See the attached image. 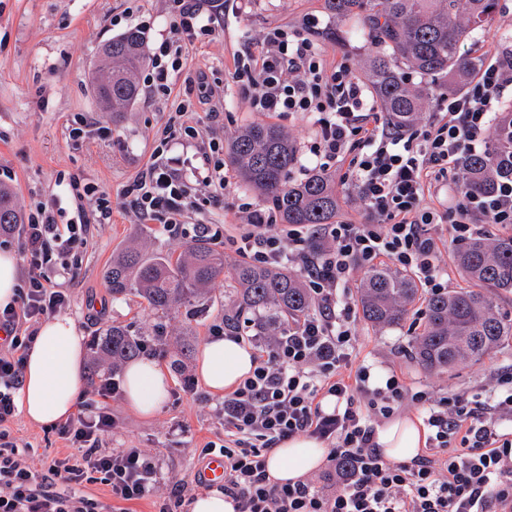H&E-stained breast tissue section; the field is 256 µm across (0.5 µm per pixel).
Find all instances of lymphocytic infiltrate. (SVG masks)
I'll return each instance as SVG.
<instances>
[{"label": "lymphocytic infiltrate", "mask_w": 512, "mask_h": 512, "mask_svg": "<svg viewBox=\"0 0 512 512\" xmlns=\"http://www.w3.org/2000/svg\"><path fill=\"white\" fill-rule=\"evenodd\" d=\"M171 14L169 37L149 50L151 79L163 91L186 64L182 45L212 35L224 20L209 0H171ZM235 78L254 111L314 118L313 155L325 170L347 162L342 179L357 189L371 221L323 225L332 245L312 257L310 229H280L271 212L259 208L242 218L239 252L272 266L302 261L315 308L281 336L248 337L255 368L224 397V443L200 450L204 457L223 456L224 495L234 512H512V369L498 375L482 401L462 394L436 398L395 375L373 386L364 366L351 381L341 373L353 336L347 296L353 269L383 257L411 273L425 292L440 293L448 282L429 225H447L457 242L477 233L478 220L512 223V180L486 200L469 197L444 210L423 203L465 153L487 147L499 104L512 93V54L502 53L465 90L449 94L426 122L400 130L379 123L367 85L347 66L327 64L307 34L268 31L261 54L239 57ZM200 132L194 110L180 104L157 148L166 161L150 164L123 191L131 209L172 234L181 233L184 214L198 210V188L221 192L230 184L218 143L209 142L199 167L174 156ZM111 220L104 196L94 217L60 224L39 208L20 229L28 275L16 304L0 309V512H102L98 501L77 494V485L102 478L113 500L128 503L149 496L162 480L158 455L103 450L112 417L102 408L86 406L59 425L76 453L51 459L41 473L26 465L8 427L36 341L28 326L68 306L56 278L69 271L74 244L86 241L94 224ZM406 402L422 414L427 448L416 459L393 462L375 448L373 423ZM296 435L326 444L335 482L271 481L270 452Z\"/></svg>", "instance_id": "1"}]
</instances>
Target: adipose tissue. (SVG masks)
Wrapping results in <instances>:
<instances>
[{
	"label": "adipose tissue",
	"instance_id": "obj_1",
	"mask_svg": "<svg viewBox=\"0 0 512 512\" xmlns=\"http://www.w3.org/2000/svg\"><path fill=\"white\" fill-rule=\"evenodd\" d=\"M254 368L253 352L243 343L224 337L206 341L200 350L197 375L213 394L234 390ZM83 337L66 316L44 323L30 350L18 403L33 423L50 425L76 412L85 379ZM167 373L150 360L130 362L124 371L123 397L143 417H151L168 398ZM374 441L385 457L412 460L426 442L419 419L397 416L377 426ZM326 456L323 443L304 435L282 441L269 456L273 481L299 480L320 468Z\"/></svg>",
	"mask_w": 512,
	"mask_h": 512
}]
</instances>
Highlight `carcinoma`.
Wrapping results in <instances>:
<instances>
[{
  "label": "carcinoma",
  "instance_id": "carcinoma-1",
  "mask_svg": "<svg viewBox=\"0 0 512 512\" xmlns=\"http://www.w3.org/2000/svg\"><path fill=\"white\" fill-rule=\"evenodd\" d=\"M325 10L340 21L353 20L377 46L367 64L368 80L388 124L402 129L416 123L427 95L411 85L400 65L424 75H451L458 83L471 76L476 61L460 53V45L477 28L491 22L500 0H324ZM143 34L131 29L104 44L95 81L100 107L124 112L135 101L138 71L145 65ZM228 160L239 180L256 192L282 224H333L338 199L333 176L319 170L300 182L290 173L297 147L280 129L265 122L246 127L227 145ZM464 193L489 196L512 179V104L501 112L489 147L463 156ZM24 223L12 190L0 184V235ZM455 262L466 286L429 296L405 275L373 266L363 275L360 306L363 319L377 328L398 327L410 309L422 302L424 327L415 336L411 356L425 370L442 374L476 363L512 340V316L499 300L512 293V234H478L459 244ZM224 273V253L195 239L183 251L147 253L136 246L119 251L104 277L112 297L135 294L147 302L158 321L155 334H133L112 325L93 338L95 358L112 370L148 346L164 342L163 319L178 307H200L209 301L210 283ZM235 313L224 315L234 327L244 314L256 317L259 336H277L288 318L309 312L312 298L301 276L257 263L234 266Z\"/></svg>",
  "mask_w": 512,
  "mask_h": 512
}]
</instances>
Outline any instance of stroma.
Here are the masks:
<instances>
[{
	"instance_id": "35a3bbf8",
	"label": "stroma",
	"mask_w": 512,
	"mask_h": 512,
	"mask_svg": "<svg viewBox=\"0 0 512 512\" xmlns=\"http://www.w3.org/2000/svg\"><path fill=\"white\" fill-rule=\"evenodd\" d=\"M501 4L495 19L475 30L463 48L484 65L512 47V0H501ZM146 19L153 22L146 41L167 35L169 0H0V182L14 189L24 212L43 206L60 224L76 220L78 213H92L96 207L95 196L76 195L75 185L95 186L111 196V223L96 226L86 244L76 245L72 255L78 266L60 280L70 296L63 313L75 321L88 342L113 324L145 335L152 332L154 315L147 303L132 295L113 299L104 272L113 254L135 240L146 241L153 251L177 254L183 249L185 236L169 234L154 222L140 223L120 196L155 160V149L177 104L192 99L203 117L204 135L227 142L261 118L241 96L231 75L239 54L262 51L269 30L314 28L324 59L348 66L361 78L376 51L355 24L334 21L324 10L323 0H226L223 29L183 46L187 65L175 75L170 91L154 92L144 86L127 111L116 115L102 111L93 89L98 52L108 40ZM339 27L347 39L338 43L329 33ZM201 72L211 94L198 88ZM85 117L111 128V137L94 132L71 137V128ZM270 120L297 146L293 180L305 178L317 166L309 151L315 138L310 116L286 112L271 115ZM259 202L253 191L237 182L223 197L207 198L184 222L234 224L241 211ZM220 249L224 273L211 286L207 309L194 316L183 309L173 314L165 325L167 347L148 355L171 379L168 399L155 415L142 417L127 407L122 396H99L92 381L84 383L83 401L106 408L112 415L104 449L137 448L160 455L163 484L154 494L128 503L129 512H159L163 507L168 512H188L190 501L201 490L197 478L206 464L200 447L210 441L224 442V419L218 413L223 399L195 380L198 353L212 338L214 328L223 325L224 313L235 300L233 265L239 256L232 239H225ZM422 324L416 309L402 326L394 328L380 329L357 320L351 368L369 367L376 382L397 374L437 397L454 393L472 397L484 395L494 386L497 373L512 367L511 344L475 364L443 374L426 372L410 356ZM183 344L189 345L190 353L178 369L173 361ZM9 429L28 445L25 460L33 470H43L51 459L74 453L54 426L32 424L24 414H17ZM177 484L187 487L179 499L171 494Z\"/></svg>"
}]
</instances>
